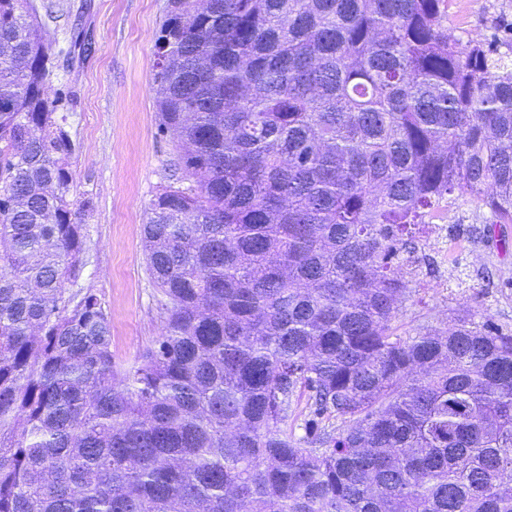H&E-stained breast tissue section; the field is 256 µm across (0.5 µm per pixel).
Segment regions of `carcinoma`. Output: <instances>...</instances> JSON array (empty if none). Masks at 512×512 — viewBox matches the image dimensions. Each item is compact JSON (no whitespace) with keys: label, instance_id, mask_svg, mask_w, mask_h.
Segmentation results:
<instances>
[{"label":"carcinoma","instance_id":"carcinoma-1","mask_svg":"<svg viewBox=\"0 0 512 512\" xmlns=\"http://www.w3.org/2000/svg\"><path fill=\"white\" fill-rule=\"evenodd\" d=\"M0 0V512H512V333L395 334L448 196L512 224V64L447 0H170L149 204L161 329L78 286L70 91Z\"/></svg>","mask_w":512,"mask_h":512}]
</instances>
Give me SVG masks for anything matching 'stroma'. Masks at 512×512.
<instances>
[{"instance_id":"obj_1","label":"stroma","mask_w":512,"mask_h":512,"mask_svg":"<svg viewBox=\"0 0 512 512\" xmlns=\"http://www.w3.org/2000/svg\"><path fill=\"white\" fill-rule=\"evenodd\" d=\"M45 19L53 43L49 90L68 83L75 98L68 123L77 150L71 159L76 200H90L83 218L89 260L80 280L102 297L112 318V352L132 364L160 333L161 321L141 239L151 199L183 186L177 148L158 133L151 90L156 34L168 0H51ZM448 25L457 35L512 39V0H448ZM87 35L86 50L70 52V32ZM473 204L441 208L416 250L414 295L395 325L407 335L422 325L446 326L450 316H485L512 331V233L485 238Z\"/></svg>"}]
</instances>
